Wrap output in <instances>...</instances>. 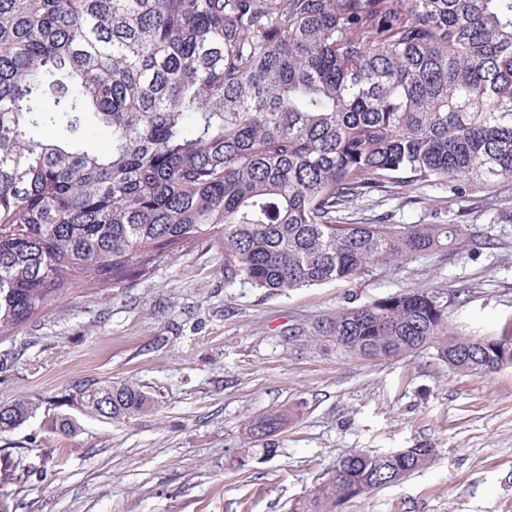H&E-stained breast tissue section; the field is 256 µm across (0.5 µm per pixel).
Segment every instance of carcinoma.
Masks as SVG:
<instances>
[{"label":"carcinoma","mask_w":512,"mask_h":512,"mask_svg":"<svg viewBox=\"0 0 512 512\" xmlns=\"http://www.w3.org/2000/svg\"><path fill=\"white\" fill-rule=\"evenodd\" d=\"M399 174L512 178V0H0V336L203 244L224 284L278 294L469 234L338 220ZM309 335L364 358L431 349L457 372L512 366V327L452 333L425 290L339 308ZM70 400L113 420L154 406L112 381ZM33 413L0 408V431ZM286 425L274 411L245 432ZM432 460L354 451L300 512Z\"/></svg>","instance_id":"1"}]
</instances>
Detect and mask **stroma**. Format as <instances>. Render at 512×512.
<instances>
[{
    "label": "stroma",
    "instance_id": "35a3bbf8",
    "mask_svg": "<svg viewBox=\"0 0 512 512\" xmlns=\"http://www.w3.org/2000/svg\"><path fill=\"white\" fill-rule=\"evenodd\" d=\"M341 218L468 224L476 237L277 295L225 285L206 245L148 280L52 301L0 337V407L37 406L0 432L8 512H296L345 455L405 448L435 458L324 512H512V367L459 373L429 350L362 358L288 336L410 288L436 291L455 330L499 335L512 321V179L462 195L402 179ZM107 381L139 386L155 408L116 421L70 404L76 385ZM280 408L291 419L272 438L276 455L248 456L246 421Z\"/></svg>",
    "mask_w": 512,
    "mask_h": 512
}]
</instances>
